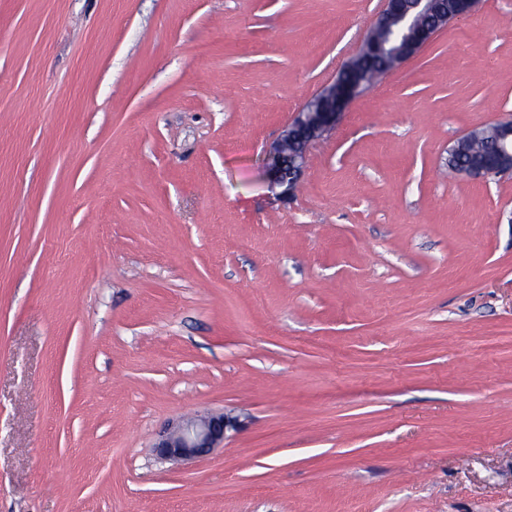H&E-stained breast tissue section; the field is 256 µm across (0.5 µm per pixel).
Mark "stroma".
Here are the masks:
<instances>
[{
    "instance_id": "35a3bbf8",
    "label": "stroma",
    "mask_w": 512,
    "mask_h": 512,
    "mask_svg": "<svg viewBox=\"0 0 512 512\" xmlns=\"http://www.w3.org/2000/svg\"><path fill=\"white\" fill-rule=\"evenodd\" d=\"M381 7L0 0V512H512V0L267 175ZM495 137L489 141L491 134L484 136L480 141L470 144L472 139L471 132L456 139L448 148L450 153H459L465 150L469 144L470 156L476 159V156L482 154L486 141L489 142L488 153L482 164L470 168H463L457 172L472 179H488L489 177L503 176L512 172V121L498 123L494 125ZM234 426L235 422L223 412L182 419L161 432L154 452L158 459L173 463L204 458L217 449L227 430Z\"/></svg>"
}]
</instances>
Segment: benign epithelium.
Listing matches in <instances>:
<instances>
[{
    "label": "benign epithelium",
    "instance_id": "1",
    "mask_svg": "<svg viewBox=\"0 0 512 512\" xmlns=\"http://www.w3.org/2000/svg\"><path fill=\"white\" fill-rule=\"evenodd\" d=\"M479 0H383L374 27L358 52L336 76L283 127L280 137L268 149L269 177L281 188L280 196L291 198L304 174L307 151L316 141L331 134L353 100L366 90L360 63L363 57L384 56L378 34L397 24H407L401 47L386 57L388 71L401 67L427 47L448 24L471 17ZM512 172V121L498 123L482 164L463 168L459 174L487 179ZM235 422L222 413L182 419L168 425L154 444L158 459L182 463L212 454L224 441Z\"/></svg>",
    "mask_w": 512,
    "mask_h": 512
}]
</instances>
